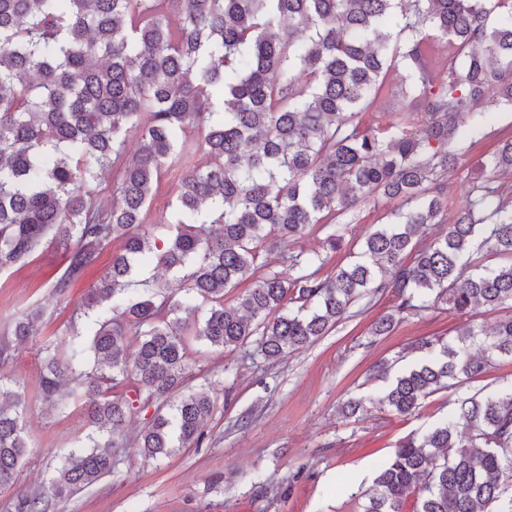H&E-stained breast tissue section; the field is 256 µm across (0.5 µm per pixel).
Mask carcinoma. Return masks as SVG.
I'll list each match as a JSON object with an SVG mask.
<instances>
[{"label": "carcinoma", "mask_w": 512, "mask_h": 512, "mask_svg": "<svg viewBox=\"0 0 512 512\" xmlns=\"http://www.w3.org/2000/svg\"><path fill=\"white\" fill-rule=\"evenodd\" d=\"M392 78L409 104L361 127ZM492 86L512 109V0H0V269L58 240L69 246L62 293L119 243L69 339L42 348L41 401L59 412L82 402L86 427L48 485L16 493L15 512H51L112 473L138 402L155 405L137 439L146 460L200 443L213 402L182 392L194 343H252L276 361L387 293L375 336L430 308L511 309L512 192L497 182L512 175V138L482 163L446 231L425 239L448 210L441 176L459 163V129L479 131L473 104ZM171 169L181 171L175 219L158 237L150 205ZM381 197L404 206L351 264L326 272L319 252L290 255L226 305L262 253L314 224L334 251L343 218ZM484 248L500 262L487 264ZM144 261L161 274L138 295ZM198 300L201 321L187 315ZM41 318L33 309L13 321L0 361ZM82 319L92 334L77 330ZM418 349L422 360L348 398L342 415L369 405L412 415L431 394L511 363L512 315ZM26 405L23 385L0 378V492L16 487L29 453ZM365 497L363 512H512V386L465 397L401 440Z\"/></svg>", "instance_id": "carcinoma-1"}]
</instances>
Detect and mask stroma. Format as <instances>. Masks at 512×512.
<instances>
[{"instance_id":"35a3bbf8","label":"stroma","mask_w":512,"mask_h":512,"mask_svg":"<svg viewBox=\"0 0 512 512\" xmlns=\"http://www.w3.org/2000/svg\"><path fill=\"white\" fill-rule=\"evenodd\" d=\"M484 128L463 131L462 159L444 177L450 209L468 195L480 164L512 137V110L479 104ZM398 200L361 204L345 231L343 246L329 253L334 264L350 261L364 238ZM114 244L65 293L54 284L66 269V252L46 242L22 266L0 270V337L14 319L33 308L44 312L40 333L0 362V374L25 387L28 460L16 490L47 483L59 456L84 425L80 404L66 413L46 409L39 397L41 348L63 339L70 317L111 265ZM391 304L389 296L359 301L354 315L309 348L265 360L253 345L217 349L192 344L188 388L205 390L214 402L202 446L182 449L162 461H148L135 447L122 449L111 474L56 505L57 512H362L363 494L396 444L425 430L453 410L461 392L448 388L428 397L414 415L369 409L344 417L339 406L351 396L383 387L373 367L389 362L402 369L420 358L424 337L453 340L461 316L429 309L405 316L386 335L370 333Z\"/></svg>"}]
</instances>
